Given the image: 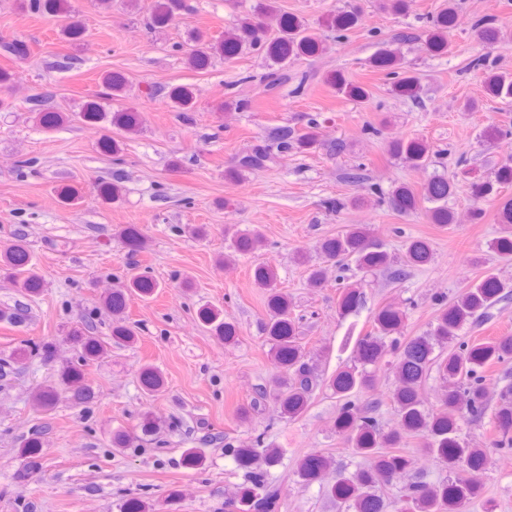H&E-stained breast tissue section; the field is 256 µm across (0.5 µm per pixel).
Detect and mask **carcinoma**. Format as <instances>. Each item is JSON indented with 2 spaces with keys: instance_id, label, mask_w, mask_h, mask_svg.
<instances>
[{
  "instance_id": "cac0c4a2",
  "label": "carcinoma",
  "mask_w": 512,
  "mask_h": 512,
  "mask_svg": "<svg viewBox=\"0 0 512 512\" xmlns=\"http://www.w3.org/2000/svg\"><path fill=\"white\" fill-rule=\"evenodd\" d=\"M18 8L33 14L49 15L62 22L60 35L74 45L85 34L70 0H17ZM186 10V0H155L147 25L165 27L174 23ZM275 13L265 3L257 16L238 23L224 34L213 39L202 31L196 32L187 46V61L197 70L208 69L217 58L226 64L234 63L240 54L251 50L265 55L271 61L262 76L264 91L274 92L288 84V70L284 65L290 60L316 55L321 43L306 22L296 16L284 14L278 21L277 32L270 33L266 18ZM360 8L348 3L346 10L333 16L327 26L343 39L346 32L358 21ZM460 24L454 0H448V8L432 17L430 24L417 33H407L404 38L423 45L428 52L444 53L450 47L449 36ZM470 28L487 44H512V30L493 27L483 18L469 21ZM370 65L389 76L390 92L396 96L418 98L419 80L406 69L400 58L388 49L377 51ZM474 68L483 71L488 93L501 101L505 109L512 108V76L490 70L489 56L476 59ZM337 91L365 100L368 92L345 83L337 76L328 78ZM100 96L115 98L125 89L122 75L108 73L102 77ZM167 99L180 112H190L194 106L193 92L178 86L167 92ZM40 123L46 129H55L72 121L97 124L111 119V125L124 133L138 130L134 112L116 111L109 114L95 101H89L80 112L66 113L39 111ZM318 144V123L309 118L302 131L288 125L271 129L265 143L241 156L228 175L239 177L245 172L264 167L271 157H286L292 153L311 149ZM394 154L409 165L421 167L429 160L427 146L417 140L396 141L391 145ZM453 192L452 184L445 178L432 179L423 190V199L434 204L427 210L434 224H448L452 217L443 202ZM390 205L396 210L409 213L418 209L415 193L406 186L392 191ZM501 230L491 241V246L504 256L512 255V198L499 203ZM232 247L240 253H248L264 245L257 230L237 232L231 238ZM319 251L323 264L310 269L309 282L318 286L324 280V266L343 265L351 261L367 270H385L393 280L405 276V268L427 264L432 257L429 244L423 240H409L405 244L404 267H393L392 255L384 246L374 241L363 226H353L343 234L324 240ZM0 267L11 271V276L21 294L32 298L42 291V277L22 237L16 236L0 250ZM254 279L262 288L272 291L268 301L271 318L268 333L272 341V355L277 374L272 395L284 418L293 420L307 407L316 377L307 353L300 341L296 318L288 298L275 286V272L269 265L260 264L254 269ZM128 288L143 296L153 294L157 283L148 271L132 276ZM512 296V284L503 282L493 273L467 286L453 300L438 299L440 309L430 329L418 336H405L402 326L405 314L385 307L376 314L371 329L357 337L354 345L358 365L340 367L331 378V387L339 399L336 428L344 435L353 454L364 460V465L353 472L342 471L330 494L336 507L342 512H462L464 506L479 498L482 492L481 475L486 467L487 449L470 448L460 437L462 424L480 422L487 415L489 406L485 399L483 378L485 371L497 364L512 362V336L495 338L469 337L467 333L479 322L489 317L497 302ZM361 302V295L353 288L343 287L338 308L348 312ZM102 308L114 316L127 312V293L118 289L105 296ZM200 316L211 325L216 335L229 341L237 334L234 325L224 321L219 310L204 308ZM78 347L77 361L66 364L58 371L54 384L41 387L35 393V403L43 411L55 409L62 395L72 404L85 406L95 398V391L85 380L82 367L97 361L109 353V342L98 335L97 326L89 321L83 329L69 337ZM393 356L398 376V386L392 394L397 412L396 424L384 429L373 416L376 407H362L353 394L357 391L374 390V376L387 356ZM437 371L448 381L438 405H423L420 390L428 375ZM491 431L496 446H512V398L506 397L494 410ZM423 439L422 451L448 467L454 478L430 484L418 481L396 502L388 501L380 494V487L391 483L409 465L407 456L397 448L409 436ZM238 465L244 470L245 486L240 498L229 503L236 512H271L277 491L271 489L266 479L267 468L278 464L283 455L279 448H264L261 440H255L250 448H227ZM40 446L35 440L26 441L19 448L21 468L19 478L28 481L39 472ZM327 457L306 458L299 463L297 474L309 483L329 468Z\"/></svg>"
}]
</instances>
